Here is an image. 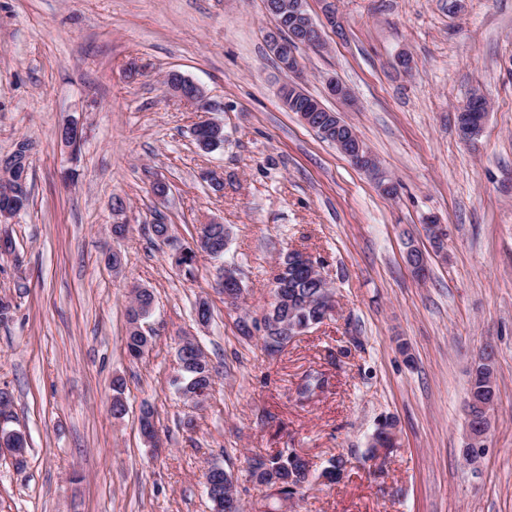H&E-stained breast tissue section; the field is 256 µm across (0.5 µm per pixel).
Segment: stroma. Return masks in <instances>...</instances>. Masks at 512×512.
I'll list each match as a JSON object with an SVG mask.
<instances>
[{
    "label": "stroma",
    "instance_id": "1",
    "mask_svg": "<svg viewBox=\"0 0 512 512\" xmlns=\"http://www.w3.org/2000/svg\"><path fill=\"white\" fill-rule=\"evenodd\" d=\"M329 1L338 27H325L324 49L299 48L292 73L267 45L263 0H0V156L33 146L30 204L0 224L14 243L0 255V298L13 305L0 324L4 427L28 444L21 467L0 453V512H211L213 464L232 475L245 512H264L249 461L282 448L311 463L288 512H512V0H307L315 21ZM172 71L219 111L169 96ZM330 77L351 103L327 95ZM288 82L354 127L396 195L285 108ZM475 90L490 108L466 143L457 116ZM71 119L83 128L74 155L57 139ZM205 119L224 126L210 153L192 135ZM208 168L223 172L222 190L201 181ZM159 179L167 197L152 191ZM159 221L168 240L151 233ZM432 221L447 229L438 252ZM204 223L227 225L224 257L198 256L188 278L175 260ZM115 224L126 227L117 241ZM411 244L425 280L406 262ZM292 249L319 262L336 312L272 354L259 322L274 263ZM221 265L242 281L240 308L216 286ZM136 288L155 298L138 359L125 349ZM187 336L215 369L201 407L172 383ZM487 342L499 398L470 461L465 402ZM313 371L325 383L305 401L298 388ZM146 409L154 445L138 428ZM387 417L398 445L372 456ZM338 454L346 473L326 482Z\"/></svg>",
    "mask_w": 512,
    "mask_h": 512
}]
</instances>
